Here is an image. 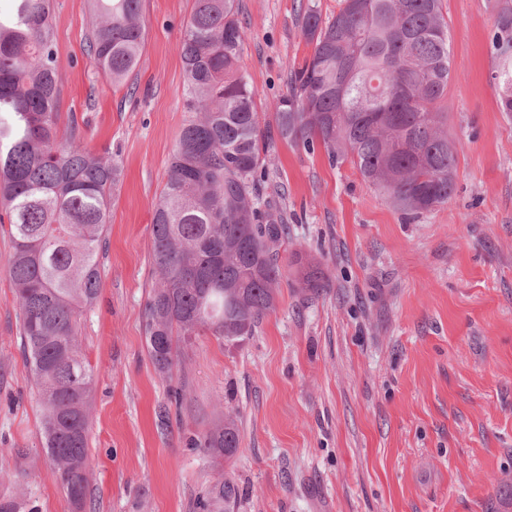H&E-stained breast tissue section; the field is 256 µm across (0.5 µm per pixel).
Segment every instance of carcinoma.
Listing matches in <instances>:
<instances>
[{
    "label": "carcinoma",
    "mask_w": 512,
    "mask_h": 512,
    "mask_svg": "<svg viewBox=\"0 0 512 512\" xmlns=\"http://www.w3.org/2000/svg\"><path fill=\"white\" fill-rule=\"evenodd\" d=\"M0 16V203L10 216L7 275L21 312V344L41 408L43 449L76 507L89 486L93 369L78 345L82 309L95 300L109 197L120 176L112 154H94L75 120L60 134L51 0H12ZM495 23L491 80L512 115V0H487ZM310 57L290 70L274 104L278 136L330 162H350L413 221L448 202L456 160L448 113L434 111L451 79L441 0H340L324 19L306 11ZM145 38L141 0H94L88 57L114 84L137 67ZM245 31L236 0H194L180 41L184 95L196 113L181 131L154 211L158 280L144 309L147 348L161 372L197 336H251L276 308L283 274L272 244L286 233L263 199L270 131L261 128L239 69ZM213 458L234 455L232 417L190 440ZM230 479L212 481L199 512H235Z\"/></svg>",
    "instance_id": "carcinoma-1"
}]
</instances>
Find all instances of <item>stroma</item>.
<instances>
[{
  "label": "stroma",
  "mask_w": 512,
  "mask_h": 512,
  "mask_svg": "<svg viewBox=\"0 0 512 512\" xmlns=\"http://www.w3.org/2000/svg\"><path fill=\"white\" fill-rule=\"evenodd\" d=\"M193 0H142L138 66L112 85L91 64L92 0H53L62 116L84 145L115 153L120 177L99 256L97 299L79 320L94 371L90 478L80 512H195L217 476L236 512H512V119L489 76L486 0H442L452 77L448 115L456 191L419 219L323 148L276 141L264 195L288 217L275 310L239 342L199 336L155 370L144 307L155 205L182 127L180 38ZM338 0H238L239 66L262 126L293 67L310 56L307 9ZM0 227V499L22 512H79L41 447L20 349V312ZM325 275L307 288L299 264ZM234 413L240 444L214 460L192 435Z\"/></svg>",
  "instance_id": "stroma-1"
}]
</instances>
